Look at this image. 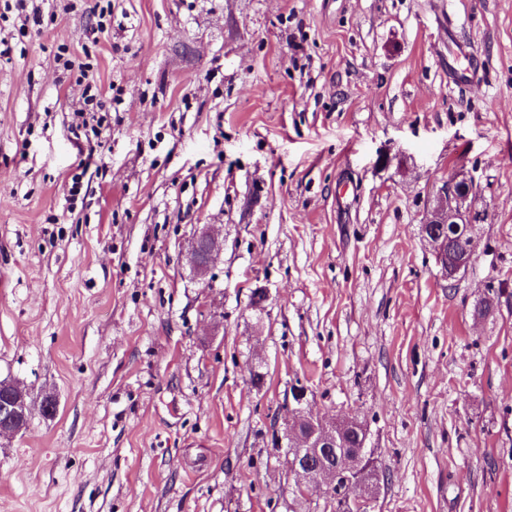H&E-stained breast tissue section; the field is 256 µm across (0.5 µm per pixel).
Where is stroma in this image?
Listing matches in <instances>:
<instances>
[{"label": "stroma", "mask_w": 512, "mask_h": 512, "mask_svg": "<svg viewBox=\"0 0 512 512\" xmlns=\"http://www.w3.org/2000/svg\"><path fill=\"white\" fill-rule=\"evenodd\" d=\"M21 16L0 0V381L56 412L0 435V512H334L272 444L297 382L365 429L368 512H512V0ZM452 28L483 78L449 83ZM460 170L452 282L422 225Z\"/></svg>", "instance_id": "35a3bbf8"}]
</instances>
